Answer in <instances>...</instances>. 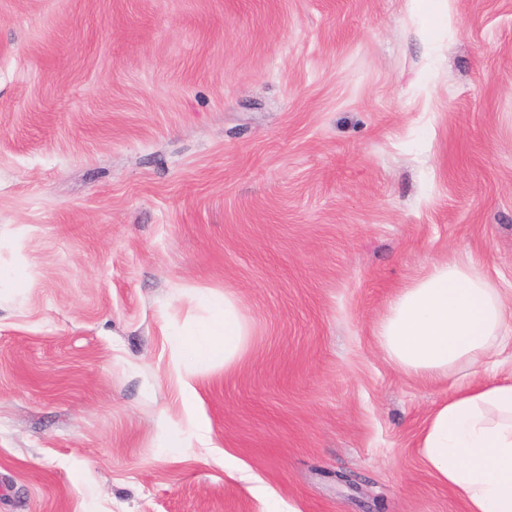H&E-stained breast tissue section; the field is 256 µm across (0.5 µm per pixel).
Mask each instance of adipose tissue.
<instances>
[{
	"instance_id": "1",
	"label": "adipose tissue",
	"mask_w": 512,
	"mask_h": 512,
	"mask_svg": "<svg viewBox=\"0 0 512 512\" xmlns=\"http://www.w3.org/2000/svg\"><path fill=\"white\" fill-rule=\"evenodd\" d=\"M511 331L499 289L472 266L436 260L422 279L395 294L377 336L397 368L436 381L464 366L500 367ZM245 334L232 303L215 302L188 352L204 370L232 360ZM419 448L467 512H512V380L456 382L430 414Z\"/></svg>"
}]
</instances>
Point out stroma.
Returning <instances> with one entry per match:
<instances>
[{"label": "stroma", "instance_id": "obj_1", "mask_svg": "<svg viewBox=\"0 0 512 512\" xmlns=\"http://www.w3.org/2000/svg\"><path fill=\"white\" fill-rule=\"evenodd\" d=\"M436 259L512 314V0H0V512H466L375 334ZM210 311L211 319L190 335L194 338L188 344V353L201 370L223 357L224 364L228 365L239 351L243 336L248 335L226 296L224 304L213 302Z\"/></svg>", "mask_w": 512, "mask_h": 512}]
</instances>
